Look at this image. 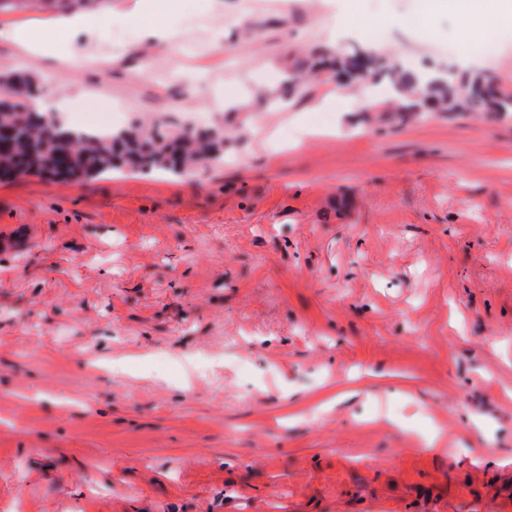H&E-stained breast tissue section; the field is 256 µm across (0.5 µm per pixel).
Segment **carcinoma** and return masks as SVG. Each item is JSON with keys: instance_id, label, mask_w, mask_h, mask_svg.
I'll list each match as a JSON object with an SVG mask.
<instances>
[{"instance_id": "1", "label": "carcinoma", "mask_w": 512, "mask_h": 512, "mask_svg": "<svg viewBox=\"0 0 512 512\" xmlns=\"http://www.w3.org/2000/svg\"><path fill=\"white\" fill-rule=\"evenodd\" d=\"M345 67L385 73L393 92L401 96L395 106L397 112H425L430 108L440 112H512V94L500 91L494 77L486 72L461 66L448 75H430L388 66L372 50L349 57ZM29 94L31 85L24 77L5 74L0 78V128L11 131L9 147L0 150L1 175L92 178L112 172L119 152L141 168L166 170L168 158L177 154L185 168L223 141L218 130L201 137L184 132L173 140H158L138 126L116 134L65 131L47 113L23 107L18 98Z\"/></svg>"}]
</instances>
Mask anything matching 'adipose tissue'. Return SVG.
I'll list each match as a JSON object with an SVG mask.
<instances>
[{
    "mask_svg": "<svg viewBox=\"0 0 512 512\" xmlns=\"http://www.w3.org/2000/svg\"><path fill=\"white\" fill-rule=\"evenodd\" d=\"M426 12L448 10L465 24L475 37H487L499 27H512V0H422ZM167 0H135L126 19L130 23H143L142 36L148 41L171 39L174 30L168 22ZM95 15L75 11L52 21L42 38H33L26 24H0V40L37 56L54 59L57 41L69 38L74 33L91 27Z\"/></svg>",
    "mask_w": 512,
    "mask_h": 512,
    "instance_id": "adipose-tissue-1",
    "label": "adipose tissue"
}]
</instances>
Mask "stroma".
<instances>
[{"label": "stroma", "mask_w": 512, "mask_h": 512, "mask_svg": "<svg viewBox=\"0 0 512 512\" xmlns=\"http://www.w3.org/2000/svg\"><path fill=\"white\" fill-rule=\"evenodd\" d=\"M169 2L153 44L131 0H84L112 21L59 44L74 70L0 41L39 99L224 129L188 173L0 177V512H512V113L403 119L332 70L288 90L369 26L419 71L467 33L420 0ZM487 44L467 61L512 92V29ZM192 352L224 366L189 384Z\"/></svg>", "instance_id": "35a3bbf8"}]
</instances>
